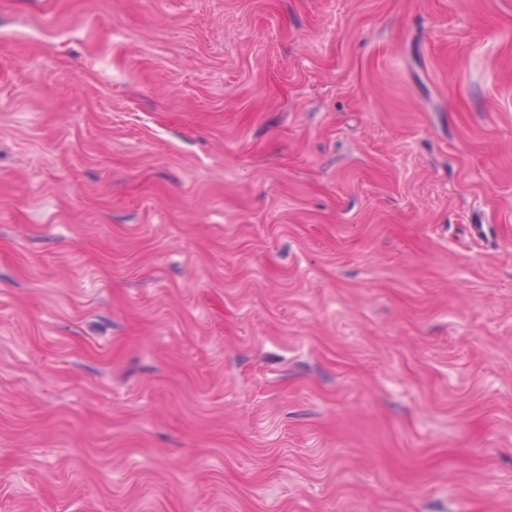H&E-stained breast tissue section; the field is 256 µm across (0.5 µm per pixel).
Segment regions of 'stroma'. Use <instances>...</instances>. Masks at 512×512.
<instances>
[{
  "label": "stroma",
  "mask_w": 512,
  "mask_h": 512,
  "mask_svg": "<svg viewBox=\"0 0 512 512\" xmlns=\"http://www.w3.org/2000/svg\"><path fill=\"white\" fill-rule=\"evenodd\" d=\"M0 512H512V0H0Z\"/></svg>",
  "instance_id": "35a3bbf8"
}]
</instances>
